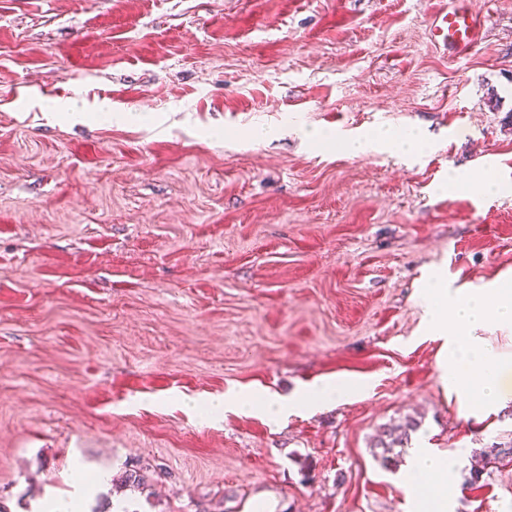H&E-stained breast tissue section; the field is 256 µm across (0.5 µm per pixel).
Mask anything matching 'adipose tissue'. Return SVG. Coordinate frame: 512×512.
Wrapping results in <instances>:
<instances>
[{
    "mask_svg": "<svg viewBox=\"0 0 512 512\" xmlns=\"http://www.w3.org/2000/svg\"><path fill=\"white\" fill-rule=\"evenodd\" d=\"M428 306L425 314L427 325L435 335L444 337L446 344L440 368L449 385L458 396L476 412L497 408L512 399L503 380L512 374V355L492 353L476 337L470 336V328L495 322L512 325V286L501 285L488 290H474L465 294H453L441 279L428 281L425 287ZM456 320L462 333H448L449 320ZM348 386L323 379L308 386L294 400L257 391H241L199 402L183 398L182 404L190 415L216 419L224 414L225 407L240 411H262L270 420L277 421L291 408H312L342 398ZM453 461L444 453L430 448L416 449L406 473L407 486H415L418 476L431 475L440 494L430 503L431 512H447L448 488L453 487Z\"/></svg>",
    "mask_w": 512,
    "mask_h": 512,
    "instance_id": "obj_1",
    "label": "adipose tissue"
}]
</instances>
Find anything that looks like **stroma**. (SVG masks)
Segmentation results:
<instances>
[{
    "mask_svg": "<svg viewBox=\"0 0 512 512\" xmlns=\"http://www.w3.org/2000/svg\"><path fill=\"white\" fill-rule=\"evenodd\" d=\"M0 0V505L42 512H425L412 449L457 462L448 512H512V402L443 386L424 274L512 283V0ZM332 134L306 142L304 131ZM420 134L414 158L343 139ZM494 178L483 195L454 175ZM343 400L280 424L180 399ZM414 428H407V421ZM406 427L391 464L377 443ZM158 470L142 492L124 472ZM111 470L92 495L78 482ZM448 7L445 41L460 56H466L475 46L480 30L479 13L470 0H452ZM349 386L336 383L331 379H322L308 386L305 391L292 401L267 392L250 390L240 391L233 396L224 395L200 403L195 398H182V405L187 412L201 419H216L224 414V407L232 406L240 411H262L270 420L278 421L292 408H315L313 405L326 404L347 395ZM206 407V411L202 407Z\"/></svg>",
    "mask_w": 512,
    "mask_h": 512,
    "instance_id": "1",
    "label": "stroma"
}]
</instances>
